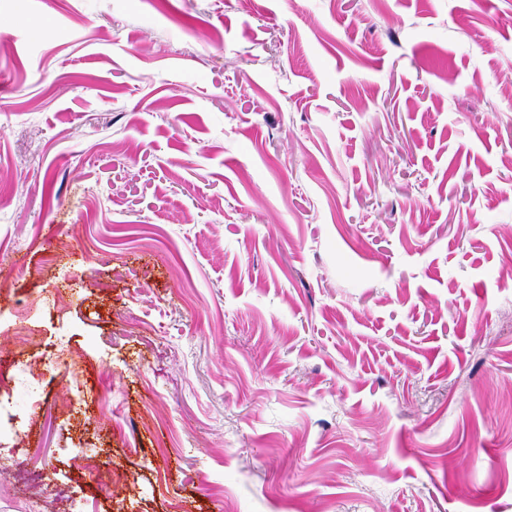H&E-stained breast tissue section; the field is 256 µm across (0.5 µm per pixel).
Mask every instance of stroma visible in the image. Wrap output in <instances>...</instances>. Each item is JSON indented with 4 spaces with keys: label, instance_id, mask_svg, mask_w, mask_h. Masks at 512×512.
Segmentation results:
<instances>
[{
    "label": "stroma",
    "instance_id": "stroma-1",
    "mask_svg": "<svg viewBox=\"0 0 512 512\" xmlns=\"http://www.w3.org/2000/svg\"><path fill=\"white\" fill-rule=\"evenodd\" d=\"M1 73L0 512H512V0H0Z\"/></svg>",
    "mask_w": 512,
    "mask_h": 512
}]
</instances>
